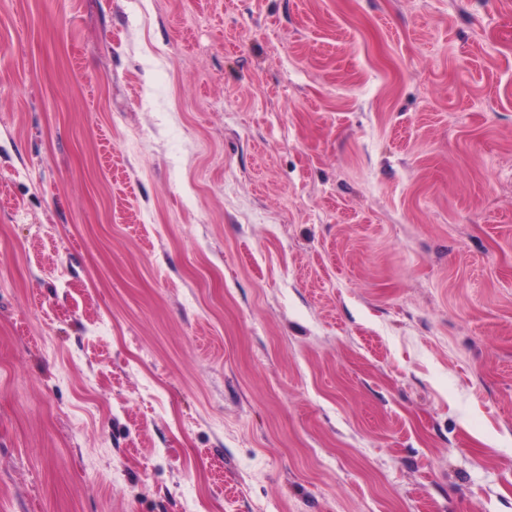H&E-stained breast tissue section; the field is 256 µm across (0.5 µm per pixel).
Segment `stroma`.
<instances>
[{
    "label": "stroma",
    "mask_w": 512,
    "mask_h": 512,
    "mask_svg": "<svg viewBox=\"0 0 512 512\" xmlns=\"http://www.w3.org/2000/svg\"><path fill=\"white\" fill-rule=\"evenodd\" d=\"M0 512H512V0H0Z\"/></svg>",
    "instance_id": "1"
}]
</instances>
